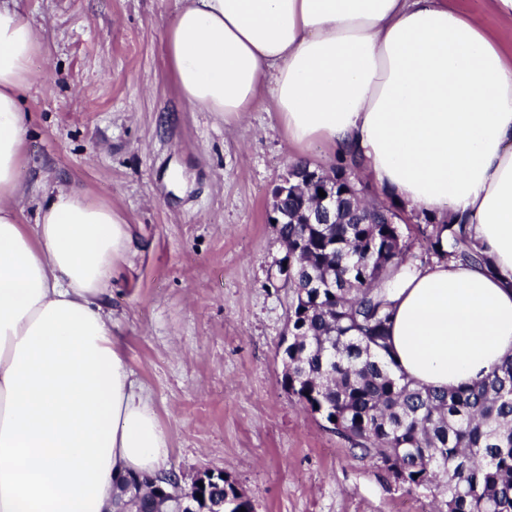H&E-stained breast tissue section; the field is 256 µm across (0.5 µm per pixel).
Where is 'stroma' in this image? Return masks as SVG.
I'll return each mask as SVG.
<instances>
[{"label": "stroma", "instance_id": "35a3bbf8", "mask_svg": "<svg viewBox=\"0 0 512 512\" xmlns=\"http://www.w3.org/2000/svg\"><path fill=\"white\" fill-rule=\"evenodd\" d=\"M15 4L45 46L23 92L21 218L58 184L128 220L134 253L106 305L182 485L224 472L255 512H432L282 385L292 294L270 277L285 248L267 213L295 158L271 99L231 124L181 100L164 48L174 0ZM458 4L512 52L490 0Z\"/></svg>", "mask_w": 512, "mask_h": 512}]
</instances>
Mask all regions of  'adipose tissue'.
Here are the masks:
<instances>
[{
  "label": "adipose tissue",
  "instance_id": "obj_1",
  "mask_svg": "<svg viewBox=\"0 0 512 512\" xmlns=\"http://www.w3.org/2000/svg\"><path fill=\"white\" fill-rule=\"evenodd\" d=\"M165 48L192 109L235 122L270 89L291 153L323 142L405 210L467 217L491 266L386 283L399 373L456 388L512 356V56L488 31L448 0H175ZM41 51L0 0V512H113L169 440L104 309L127 220L74 188L30 229L15 207Z\"/></svg>",
  "mask_w": 512,
  "mask_h": 512
}]
</instances>
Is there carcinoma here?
Listing matches in <instances>:
<instances>
[{"label": "carcinoma", "mask_w": 512, "mask_h": 512, "mask_svg": "<svg viewBox=\"0 0 512 512\" xmlns=\"http://www.w3.org/2000/svg\"><path fill=\"white\" fill-rule=\"evenodd\" d=\"M358 172L341 162L319 180L335 189L332 224H299L303 206L295 181L280 199L288 221L275 225L288 245V260L302 271L291 289L288 371L282 383L304 407L345 438L355 454L370 458L410 492L428 494L436 512H512V356L475 384L457 389L420 386L398 375L388 347L391 303L383 284L410 259H448L490 264L475 248L470 225L416 214L404 238V209L392 201L361 200L344 176ZM448 239H442L443 233ZM426 243L412 252V240ZM313 278L318 287L307 288ZM155 480L132 477L118 503L135 512H187L173 479V493L157 502ZM254 512L230 479L213 484L196 512Z\"/></svg>", "instance_id": "cac0c4a2"}]
</instances>
